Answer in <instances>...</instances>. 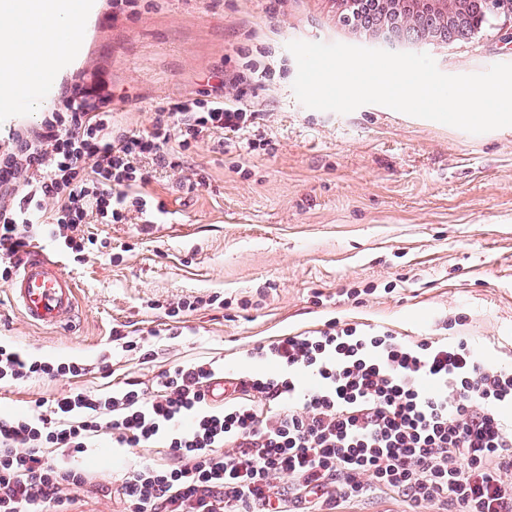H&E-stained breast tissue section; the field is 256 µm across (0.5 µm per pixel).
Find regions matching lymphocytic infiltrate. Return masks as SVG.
<instances>
[{"instance_id": "obj_1", "label": "lymphocytic infiltrate", "mask_w": 512, "mask_h": 512, "mask_svg": "<svg viewBox=\"0 0 512 512\" xmlns=\"http://www.w3.org/2000/svg\"><path fill=\"white\" fill-rule=\"evenodd\" d=\"M270 72L244 61L142 132L119 125L104 77L62 86L56 108L0 147V281L33 233L85 256L98 240L84 225L146 214L157 169L182 167L205 138L237 146L256 117L237 88ZM257 354L279 374H238L221 406L207 398L213 365L182 363L149 388L130 378L108 395L71 390L1 414L0 512H84L100 497L120 512H343L374 494L404 496L412 512H512V367L477 359L463 339L410 342L334 320ZM88 371L0 345V380ZM102 435L161 447L164 460L116 482L75 465Z\"/></svg>"}]
</instances>
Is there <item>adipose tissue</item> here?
I'll list each match as a JSON object with an SVG mask.
<instances>
[{
    "instance_id": "adipose-tissue-1",
    "label": "adipose tissue",
    "mask_w": 512,
    "mask_h": 512,
    "mask_svg": "<svg viewBox=\"0 0 512 512\" xmlns=\"http://www.w3.org/2000/svg\"><path fill=\"white\" fill-rule=\"evenodd\" d=\"M0 32L6 33L8 40L27 49L35 70L49 72L53 71L56 57L66 41L83 35L75 13L61 8L50 10L43 17L27 23L0 14Z\"/></svg>"
}]
</instances>
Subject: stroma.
<instances>
[{
    "instance_id": "35a3bbf8",
    "label": "stroma",
    "mask_w": 512,
    "mask_h": 512,
    "mask_svg": "<svg viewBox=\"0 0 512 512\" xmlns=\"http://www.w3.org/2000/svg\"><path fill=\"white\" fill-rule=\"evenodd\" d=\"M295 40L426 53L449 75L512 63L504 20L468 41L420 44L345 25L334 0H137L117 20L103 0L78 68L103 72L124 95L132 129L149 130L170 99L201 97L208 75L261 47H271L275 72L245 89L261 114L247 132L254 149L202 140L187 153L190 172H157L147 192L169 221L85 225L109 246L79 263L42 240L76 284L71 327L28 325L0 286V343L90 368L0 386V409L24 413L75 388L109 392L128 375L150 385L177 363L260 373L257 346L331 318L409 339L463 337L481 357L512 363V127L474 135L378 104L306 108L292 89ZM215 295L223 307L209 305ZM184 297L202 303L166 316ZM121 323L139 350L113 343ZM157 455L93 448L85 464L117 477Z\"/></svg>"
}]
</instances>
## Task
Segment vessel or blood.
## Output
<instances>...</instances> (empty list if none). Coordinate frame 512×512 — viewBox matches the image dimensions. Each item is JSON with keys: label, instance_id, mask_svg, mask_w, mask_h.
Here are the masks:
<instances>
[{"label": "vessel or blood", "instance_id": "1", "mask_svg": "<svg viewBox=\"0 0 512 512\" xmlns=\"http://www.w3.org/2000/svg\"><path fill=\"white\" fill-rule=\"evenodd\" d=\"M55 90V73L29 74L23 46L0 53V94L15 96L12 110L0 114L1 126L14 123L28 102L50 99ZM10 290L14 304L30 324L71 325L76 307L75 285L41 247L30 246L21 254Z\"/></svg>", "mask_w": 512, "mask_h": 512}]
</instances>
